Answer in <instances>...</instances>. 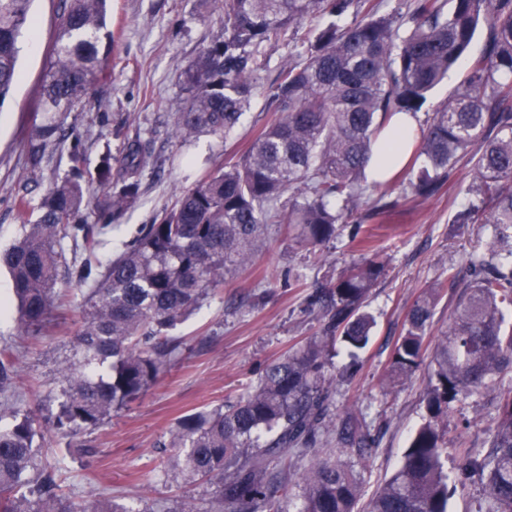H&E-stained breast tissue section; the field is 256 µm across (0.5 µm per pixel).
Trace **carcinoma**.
Here are the masks:
<instances>
[{
  "label": "carcinoma",
  "mask_w": 512,
  "mask_h": 512,
  "mask_svg": "<svg viewBox=\"0 0 512 512\" xmlns=\"http://www.w3.org/2000/svg\"><path fill=\"white\" fill-rule=\"evenodd\" d=\"M224 19V38L203 47L185 75L188 106L174 133L229 134L259 93L265 48L290 36L306 45L270 87L274 118L240 158L182 191L158 221L145 224L106 264L93 262L97 236L119 223L138 198L142 145H129L122 168L105 156L89 169L73 135L70 173L39 205L38 219L0 252L12 278L19 326L41 333L56 308L60 273L87 288L74 331L79 365L69 369L62 401L43 420L18 410L0 429V512H80L44 475L36 440L95 429L141 397L181 347L171 331L210 295L225 275L244 268L263 244L266 226L291 224L310 245L336 236L359 204L374 214L399 200L366 194L365 170L377 139L398 113L414 116L459 62L480 25L485 53L474 59L448 102L428 114L407 171L403 194L435 195L460 163L472 165L475 199L457 216L494 228L488 259L472 261L469 278L448 276L462 292L435 345L425 394L428 419L412 434L399 471L368 504V512H448L449 475L440 426L455 402L496 388L512 370V0H414L410 26L382 16L369 0H210ZM32 0H0V101L19 79L18 41L35 27ZM355 18L339 24L351 7ZM112 52L107 0H63L45 75L41 117L27 142L28 164L41 168L46 149L66 138L65 122L88 94ZM106 188L80 216L86 184ZM82 242L86 257L67 259L65 241ZM383 271L366 260L312 296L325 308L321 335L265 369L258 385L235 403L183 417L170 431L178 454L165 477L218 481L209 507L184 499L174 508L143 512H287L288 459L309 456L299 512H357L362 481L342 459L371 445L368 426L347 412L336 418L326 385L331 343L356 353L370 341L372 318L362 311ZM438 291L423 292L395 345L391 377L411 375ZM108 365V377L94 374ZM10 348L0 349V393L13 387ZM461 473L476 474L487 512H512V391L500 395L487 449H463Z\"/></svg>",
  "instance_id": "carcinoma-1"
}]
</instances>
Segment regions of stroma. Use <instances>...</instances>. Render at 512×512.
I'll list each match as a JSON object with an SVG mask.
<instances>
[{"label":"stroma","instance_id":"obj_1","mask_svg":"<svg viewBox=\"0 0 512 512\" xmlns=\"http://www.w3.org/2000/svg\"><path fill=\"white\" fill-rule=\"evenodd\" d=\"M107 7L112 54L103 77L68 121L85 145L89 165L105 155L120 165L135 140L146 146L150 158L138 173V202L96 249L102 263L118 255L142 225L171 206L200 174L242 154L271 118L260 96L229 137L201 133L186 142L176 138L174 117L187 97L183 72L203 47L222 37L221 16L200 0H108ZM60 10L61 0H34L37 24L21 41L20 78L0 102V250L22 231L16 199L23 195L39 203L69 173L67 141L48 149L41 171L30 172L26 165V143L52 61ZM485 46V33H478L466 58L418 112V123L447 100ZM471 183L469 169L462 165L427 200H409L378 215L360 205L349 223L338 226L335 238L315 247L287 225L270 226L252 263L227 278L216 296L175 329L183 347L143 397L112 413L96 430L54 437L51 447L41 449L61 490L79 503L106 498L130 512L169 507L189 497L207 503L214 483L165 480L163 472L176 454L162 445L169 430L184 414L236 401L257 385L269 363L319 335L323 312L311 304L310 295L331 287L349 267L376 258L384 272L364 304L375 320L371 341L354 356L335 344L325 369L332 411H353L371 428V448L350 460L363 479L365 497H372L399 469L411 434L427 417V368L390 387L382 385L409 307L423 289L441 288L427 336L428 343H435L448 327L456 299L448 287L449 274L488 253V225L455 221L472 200ZM57 292L63 307L51 324L42 335H25L9 303L10 275L0 267V347L14 352L17 407L37 415L56 407L63 371L77 360L73 333L84 292L66 279L59 281ZM508 390L512 371L505 373L498 391L452 405L446 420L449 473H456L462 449L486 447L498 414V394Z\"/></svg>","mask_w":512,"mask_h":512}]
</instances>
